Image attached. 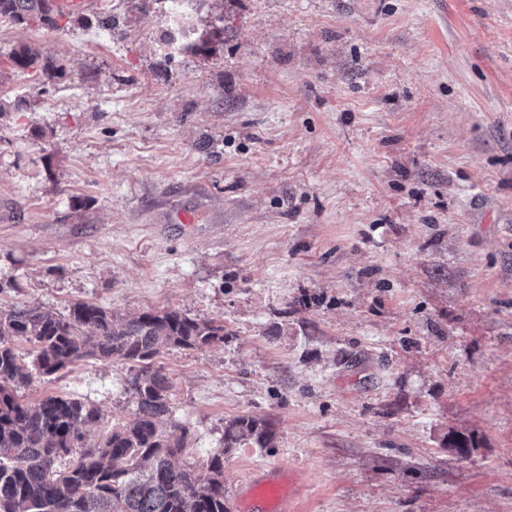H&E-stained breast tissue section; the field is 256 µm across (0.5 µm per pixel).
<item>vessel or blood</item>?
I'll return each mask as SVG.
<instances>
[{"instance_id":"b4317fda","label":"vessel or blood","mask_w":512,"mask_h":512,"mask_svg":"<svg viewBox=\"0 0 512 512\" xmlns=\"http://www.w3.org/2000/svg\"><path fill=\"white\" fill-rule=\"evenodd\" d=\"M299 476L295 471L272 465L256 474L233 492L229 512H287L297 493Z\"/></svg>"}]
</instances>
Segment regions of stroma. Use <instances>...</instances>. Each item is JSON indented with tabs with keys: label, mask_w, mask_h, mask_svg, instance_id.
Listing matches in <instances>:
<instances>
[{
	"label": "stroma",
	"mask_w": 512,
	"mask_h": 512,
	"mask_svg": "<svg viewBox=\"0 0 512 512\" xmlns=\"http://www.w3.org/2000/svg\"><path fill=\"white\" fill-rule=\"evenodd\" d=\"M94 12L111 34L0 19V304L223 324L154 364L225 488L278 464L296 512H512V0ZM26 46L64 77L14 69ZM129 371L24 396L124 423ZM239 416L271 447L224 449Z\"/></svg>",
	"instance_id": "obj_1"
}]
</instances>
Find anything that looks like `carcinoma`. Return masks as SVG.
I'll return each instance as SVG.
<instances>
[{"label": "carcinoma", "mask_w": 512, "mask_h": 512, "mask_svg": "<svg viewBox=\"0 0 512 512\" xmlns=\"http://www.w3.org/2000/svg\"><path fill=\"white\" fill-rule=\"evenodd\" d=\"M57 17L49 0H0V19L56 27ZM75 21L104 31L116 27L110 14ZM39 58L31 47L10 55L19 70L39 68L48 81L62 75L51 64L39 66ZM15 340L31 346L32 363L16 353ZM217 340H224V325L178 310L123 319L87 303L61 317L37 306L0 307V512H227L224 452L250 443L267 448L272 433L252 418L228 421L223 448L204 474L194 473L179 461L187 432L173 439L160 428L170 412L171 381L153 367L163 350L200 349ZM84 358L130 363L127 390L136 403L131 422L113 424L92 442L88 429L105 420L94 404L20 395L32 370L52 376Z\"/></svg>", "instance_id": "cac0c4a2"}]
</instances>
